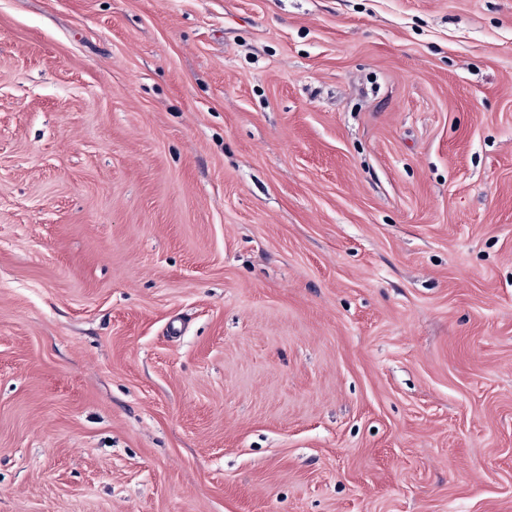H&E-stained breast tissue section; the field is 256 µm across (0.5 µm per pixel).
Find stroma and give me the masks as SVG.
I'll return each mask as SVG.
<instances>
[{"instance_id": "1", "label": "stroma", "mask_w": 512, "mask_h": 512, "mask_svg": "<svg viewBox=\"0 0 512 512\" xmlns=\"http://www.w3.org/2000/svg\"><path fill=\"white\" fill-rule=\"evenodd\" d=\"M0 512H512V0H0Z\"/></svg>"}]
</instances>
